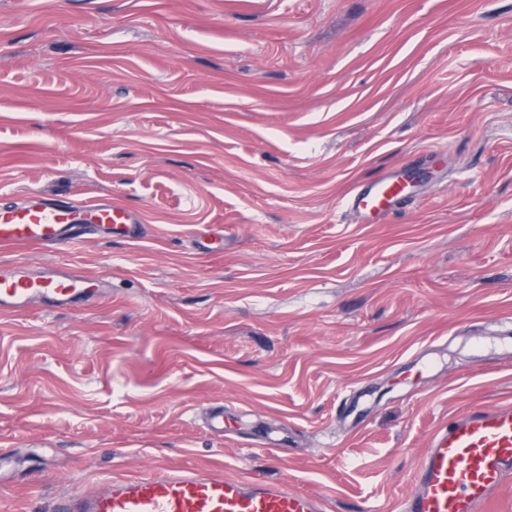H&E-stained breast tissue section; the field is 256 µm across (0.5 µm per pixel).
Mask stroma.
Listing matches in <instances>:
<instances>
[{"mask_svg": "<svg viewBox=\"0 0 512 512\" xmlns=\"http://www.w3.org/2000/svg\"><path fill=\"white\" fill-rule=\"evenodd\" d=\"M31 191L142 237L0 251L99 285L0 317V512L215 466L401 512L512 403V0H0V204ZM405 186L394 178H383L366 190H355L346 200V206L359 217L368 213H383L404 198Z\"/></svg>", "mask_w": 512, "mask_h": 512, "instance_id": "obj_1", "label": "stroma"}]
</instances>
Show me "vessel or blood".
Wrapping results in <instances>:
<instances>
[{"instance_id":"1","label":"vessel or blood","mask_w":512,"mask_h":512,"mask_svg":"<svg viewBox=\"0 0 512 512\" xmlns=\"http://www.w3.org/2000/svg\"><path fill=\"white\" fill-rule=\"evenodd\" d=\"M403 197V184L384 178L354 191L346 205L363 218L389 210ZM140 222L135 211L116 201H63L35 192L0 206V249L71 245L93 225L109 226L136 241ZM88 284L77 274L0 272V313L25 311L36 297L67 305L86 298ZM510 485L512 404L473 405L432 437L402 512H489ZM55 512H325V500L285 482L231 477L220 468H188L115 477L74 494Z\"/></svg>"}]
</instances>
